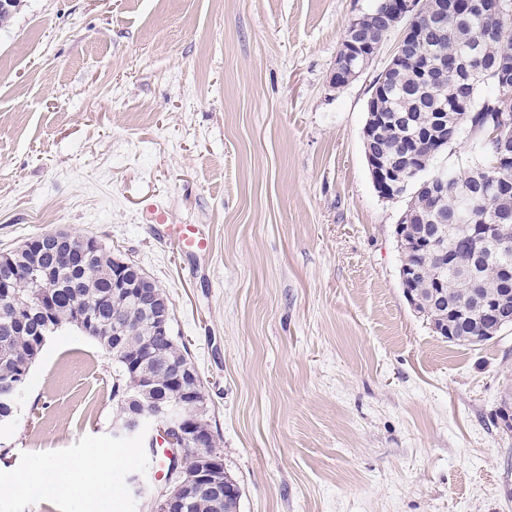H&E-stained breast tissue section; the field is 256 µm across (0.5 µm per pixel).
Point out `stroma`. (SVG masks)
I'll return each instance as SVG.
<instances>
[{"mask_svg":"<svg viewBox=\"0 0 512 512\" xmlns=\"http://www.w3.org/2000/svg\"><path fill=\"white\" fill-rule=\"evenodd\" d=\"M372 0H20L0 26V252L66 230L165 290L239 512H512V326L458 346L406 301V198L374 188L367 101L400 39L334 87ZM198 224L209 254L176 249ZM117 364L48 337L0 427V512H93L15 481L108 448L112 512H149L153 450L112 436ZM155 224H166L167 216L163 212H155L152 221ZM169 227L170 241L173 242L181 252H205L210 249V239L198 233L194 224H166Z\"/></svg>","mask_w":512,"mask_h":512,"instance_id":"stroma-1","label":"stroma"}]
</instances>
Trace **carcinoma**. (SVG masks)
Wrapping results in <instances>:
<instances>
[{
    "label": "carcinoma",
    "mask_w": 512,
    "mask_h": 512,
    "mask_svg": "<svg viewBox=\"0 0 512 512\" xmlns=\"http://www.w3.org/2000/svg\"><path fill=\"white\" fill-rule=\"evenodd\" d=\"M387 0H375L364 13L365 24L372 29L383 25ZM420 11L401 20L406 27L425 28L430 17L429 0H421ZM503 13L482 14L475 9L448 12L438 33L419 50L408 53L401 61L403 79L388 87L386 97L379 100L384 123L378 129L374 149L388 163L396 158V150L406 141L420 144L424 168L407 176L399 196H409L400 218L421 216L419 223L429 233L440 237L441 251H421L402 247V263L416 271L414 309L427 314L434 332L456 345L489 342L500 330L512 324V280L500 275L501 268H512V195L504 196L498 187L512 183V161L505 168L490 167L494 144L484 142L485 127L499 117L500 100L505 92L496 89L487 97L477 94L479 85L463 77H448L444 83L421 80L425 61L443 56L453 61L461 48L470 46L481 53L488 65L499 59L512 60V0H504ZM467 133L472 145L481 152V160L468 170L448 169V196L438 211L426 208L427 195L421 182L428 178L434 158L444 148ZM472 205V224L451 222L460 198ZM490 225V233L482 241V259L478 270L480 288L469 287L467 274L475 242L470 239L471 225ZM44 248L22 251L15 255L14 266L5 267L3 276L16 277L13 286L0 290V355L9 362L0 363V381L12 379L25 386L30 362L38 357L43 339L58 330L75 326V313L99 327L94 340L101 348L112 351V273L119 260L112 252L96 245L75 267L56 256L47 245L49 234L42 235ZM497 304L501 321L468 314L476 300ZM119 302L129 318L121 337L128 349H141L144 337L150 335L149 315L136 303L131 292ZM180 365L193 366L187 347L172 340L159 346L155 358L145 360L140 374L150 379V389L138 382L123 362L112 383V396L128 399L125 409L148 410L153 404L177 398L170 371ZM238 500L228 495L219 502L204 492L192 498L185 512H237Z\"/></svg>",
    "instance_id": "cac0c4a2"
}]
</instances>
